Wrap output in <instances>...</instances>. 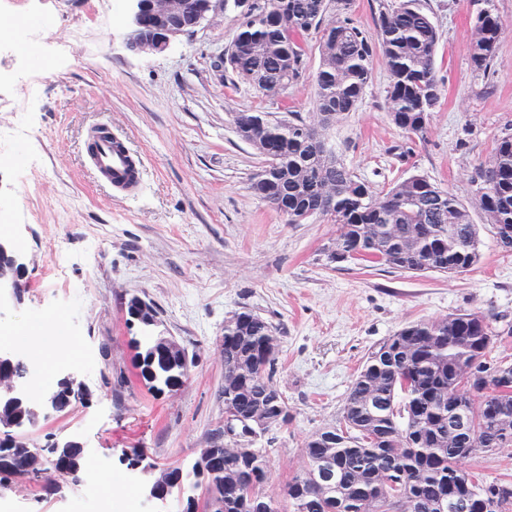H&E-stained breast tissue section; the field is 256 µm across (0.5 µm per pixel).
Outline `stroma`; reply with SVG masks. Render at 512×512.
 <instances>
[{"instance_id":"obj_1","label":"stroma","mask_w":512,"mask_h":512,"mask_svg":"<svg viewBox=\"0 0 512 512\" xmlns=\"http://www.w3.org/2000/svg\"><path fill=\"white\" fill-rule=\"evenodd\" d=\"M439 39L442 101L425 139L406 137L390 120L388 71L375 56L372 79L356 109L326 130L344 163L377 190L420 173L466 196L477 165L512 128V0H422ZM492 7L502 34L494 72H473L469 51L477 14ZM51 16L46 67L16 69L0 61V130L24 121L20 142L0 141V209L26 219L8 233L28 261L24 302L5 322L69 323L70 357L53 343L29 348L48 375L75 371L93 392L91 404L50 419L35 434H84L97 459L111 460L101 501L83 488L62 500L21 487L0 499V512H140L122 451L144 449L162 467L191 463L212 429L224 424V322L243 308L269 321L279 345L275 382L293 418L276 434L266 491L279 496L303 463L301 448L335 423L370 348L413 321L460 310L495 312L512 323V252H503L480 211L481 260L466 274H402L380 263H334L325 253L337 227L292 224L249 188L260 168L241 140L234 115L287 109L312 118L311 80L275 97L223 84L216 55L235 34V17L176 39L162 54L127 50L123 0H0V17ZM82 41H75V33ZM39 105L17 117L30 88ZM107 124L122 134L142 184L132 195L111 192L85 165L88 132ZM22 152L31 163L4 166ZM139 296L157 312L159 329L192 361L178 391L148 390L133 366L141 325L125 304Z\"/></svg>"}]
</instances>
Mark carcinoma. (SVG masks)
Listing matches in <instances>:
<instances>
[{"mask_svg":"<svg viewBox=\"0 0 512 512\" xmlns=\"http://www.w3.org/2000/svg\"><path fill=\"white\" fill-rule=\"evenodd\" d=\"M351 0H257L256 14L239 24L236 41L224 54V72L276 95L299 84L307 70L304 44L318 43L320 63L313 74L314 108L334 112L340 121L355 111L372 76L375 48L386 60V101L392 122L407 137L424 138L431 112L440 105L442 83L435 67L438 31L420 0L381 5L369 32L348 16ZM500 37L498 17L481 11L473 25V69L490 75ZM264 136L250 130L257 114L239 112L235 128L262 157L255 185L271 170L288 181L257 197L285 215L290 224L323 218L337 225L333 245L364 261L423 276L464 274L481 259V239L470 206L484 215L498 246L512 240V133L497 140L488 160L470 183L482 192L463 201L421 174L391 184L379 194L358 177L301 113L266 114ZM497 316L460 310L444 318L408 323L369 351L346 395L336 421V446L308 436L302 467L273 501L265 485L271 471L273 431L292 420L270 407L269 423L254 432L250 447L224 451L229 436L209 438L210 455L169 469L168 496L183 501L208 484L224 496V512H475L468 502L503 487L462 468L480 454L512 447V386L497 390L476 380L464 391L454 375L464 366L488 371L512 363L489 358L494 345L512 336V326L494 325ZM267 320L243 308L224 322V411L249 421L270 402L277 358L263 361ZM156 336L142 337L134 359L148 390L161 394L177 378L188 381L180 365L166 361ZM5 369L27 384L30 363L5 361ZM73 410L69 398L51 408L29 397L0 402V419L16 423L9 445L0 440V498L14 492L30 474L49 462L70 485L86 481L92 455L79 448L45 443L32 454L24 432L36 431L49 417ZM466 414L476 430V447L461 450L456 418ZM329 468L318 485L315 472Z\"/></svg>","mask_w":512,"mask_h":512,"instance_id":"1","label":"carcinoma"}]
</instances>
